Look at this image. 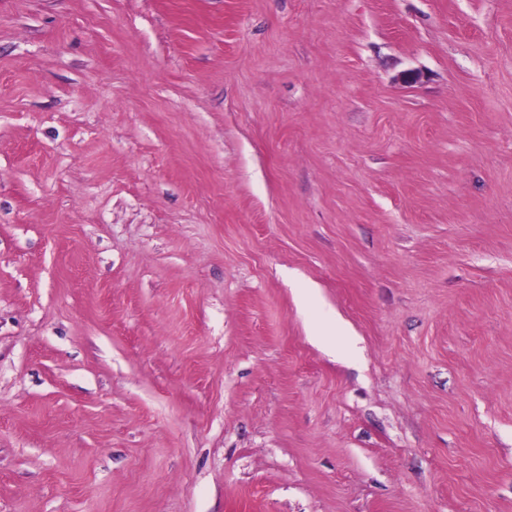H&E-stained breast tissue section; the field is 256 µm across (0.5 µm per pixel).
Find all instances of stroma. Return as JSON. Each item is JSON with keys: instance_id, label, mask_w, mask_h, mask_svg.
<instances>
[{"instance_id": "1", "label": "stroma", "mask_w": 512, "mask_h": 512, "mask_svg": "<svg viewBox=\"0 0 512 512\" xmlns=\"http://www.w3.org/2000/svg\"><path fill=\"white\" fill-rule=\"evenodd\" d=\"M0 512H512V0H0Z\"/></svg>"}]
</instances>
